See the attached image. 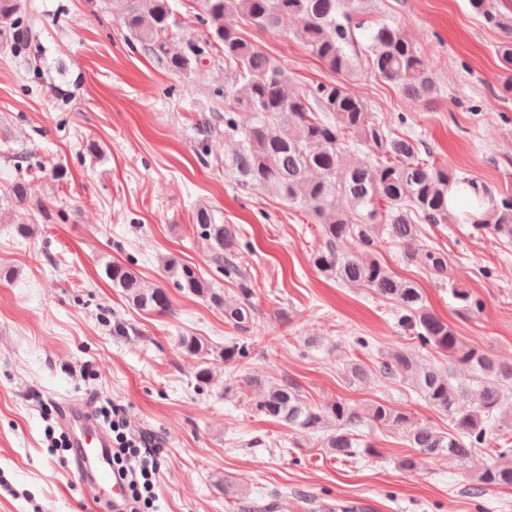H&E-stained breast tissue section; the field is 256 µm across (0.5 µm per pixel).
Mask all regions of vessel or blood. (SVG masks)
<instances>
[{"label": "vessel or blood", "instance_id": "b4317fda", "mask_svg": "<svg viewBox=\"0 0 512 512\" xmlns=\"http://www.w3.org/2000/svg\"><path fill=\"white\" fill-rule=\"evenodd\" d=\"M71 444L77 450L78 466L89 476L88 489L95 496H110L114 512L126 497V486L112 468V442L88 408L74 405L63 415Z\"/></svg>", "mask_w": 512, "mask_h": 512}]
</instances>
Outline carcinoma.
<instances>
[{
  "mask_svg": "<svg viewBox=\"0 0 512 512\" xmlns=\"http://www.w3.org/2000/svg\"><path fill=\"white\" fill-rule=\"evenodd\" d=\"M199 18L207 26L202 40L180 41L178 24L169 0H112L113 8L130 38L158 66L181 76H201V63L214 55L224 57L229 80L211 95L224 101V115L202 117L194 127L195 139L206 150L214 137L236 142L224 168L246 189L265 191L308 212L320 225L323 246L313 254L314 267L324 276L356 288H367L391 302L399 322L423 349L434 350L448 361L427 362L402 348L380 357L379 373L413 388L428 407L448 416L450 429L440 432L428 425H413L410 418L384 403L359 410L336 400L326 405L309 403L288 381L266 387L253 403L256 412L291 430L321 438V446L338 458H353L358 450L376 455L362 442L366 425L388 426L403 432L414 452L424 458L448 455L463 464L485 447L496 430H512V415H503L504 392L512 388V362H501L487 351L467 343L425 304L410 280L395 274L374 254L375 243L387 236L403 247L408 262L420 261L433 275L448 274V255L428 247L415 248L425 224H443L462 197L463 222L512 240V195L495 194L486 184L450 165L437 166L419 156L416 139L401 138L380 122L367 105L334 82L304 89L292 87L280 67L258 48L239 26L272 32L288 17L297 22L296 36L313 56L335 73H348L361 61L380 80L389 82L415 101L437 95L420 49L396 25L387 22L368 28L352 0H198ZM476 16L504 32L494 53L504 73L501 94L512 95V18L493 0H468ZM18 0H0V33L16 56L39 71L44 53L40 21L32 14L18 15ZM182 46H176V42ZM252 115L241 125L238 112ZM368 153L359 156L361 148ZM32 196L30 180L20 175L0 193L1 199L25 204ZM194 221L204 231L224 272L239 282L240 299L224 300L192 267L167 261L176 286L224 308V320L241 332L254 324L252 288L236 262L233 228L215 223L212 212L198 208ZM361 244L364 255L349 249ZM112 287L135 308L162 314L170 311L167 291L148 286L130 268L105 266ZM185 351L202 357L195 373L201 384L214 376L209 345L197 336H182ZM250 356L248 345L232 341L219 358L226 363ZM497 460L481 467L472 494L487 488L512 487V448H495Z\"/></svg>",
  "mask_w": 512,
  "mask_h": 512,
  "instance_id": "1",
  "label": "carcinoma"
}]
</instances>
